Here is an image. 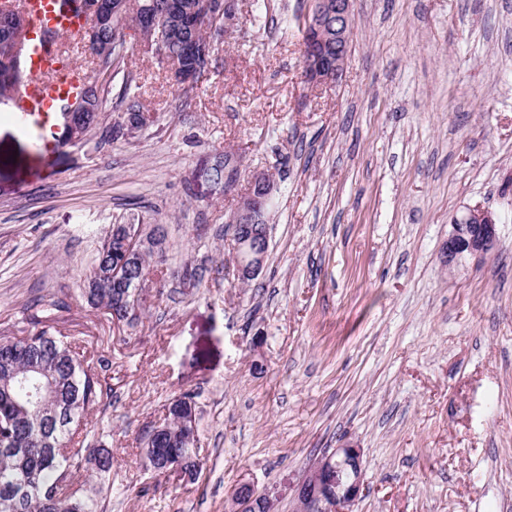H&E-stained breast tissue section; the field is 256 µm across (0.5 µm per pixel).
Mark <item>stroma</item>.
<instances>
[{
  "label": "stroma",
  "mask_w": 512,
  "mask_h": 512,
  "mask_svg": "<svg viewBox=\"0 0 512 512\" xmlns=\"http://www.w3.org/2000/svg\"><path fill=\"white\" fill-rule=\"evenodd\" d=\"M308 0H239L229 42L184 92L141 36L102 84L99 124L59 144L0 97V341L36 332L33 301L109 361L81 432L113 456L104 512H234L233 493L363 453L355 512H512V0H355L345 73L303 77ZM149 124L109 142L126 110ZM232 189L212 180L218 156ZM277 186L261 274L235 275L227 225L253 173ZM499 218L490 254L447 266L464 207ZM117 224H164V270L134 324L82 288ZM221 266L199 288L185 265ZM195 397L191 480L146 471L141 440Z\"/></svg>",
  "instance_id": "1"
}]
</instances>
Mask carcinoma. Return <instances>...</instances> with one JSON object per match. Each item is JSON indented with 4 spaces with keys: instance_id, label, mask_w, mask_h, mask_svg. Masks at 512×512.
<instances>
[{
    "instance_id": "obj_1",
    "label": "carcinoma",
    "mask_w": 512,
    "mask_h": 512,
    "mask_svg": "<svg viewBox=\"0 0 512 512\" xmlns=\"http://www.w3.org/2000/svg\"><path fill=\"white\" fill-rule=\"evenodd\" d=\"M153 11L185 35L210 49L220 41L211 32L191 26L183 10L189 0H142ZM136 27L145 32L139 16L116 18L103 27L100 39L112 46V56L129 50L124 30ZM162 58L183 62L181 41L169 38L159 53ZM26 77L22 55L0 67V95L12 94ZM122 245L110 235L98 249L90 270L88 294L91 304L107 309L120 322L136 319L142 289L128 288L124 303L112 295V277L120 274ZM224 268L187 266L180 283L197 288L208 279H218ZM37 332L19 342H11L0 354V512H103L100 497L112 489V452L89 440L81 448H70L73 427L84 412L99 403L111 387L102 376L105 360L87 357L76 343L63 339L54 326L56 315L65 309L62 301L34 303ZM65 415V422L52 421L45 409ZM193 396L185 394L170 402L162 424L148 432L145 457L155 466L153 449L175 455L189 476L200 473L204 460L193 448L194 438L185 422L195 413ZM91 471L95 488H76L72 473Z\"/></svg>"
}]
</instances>
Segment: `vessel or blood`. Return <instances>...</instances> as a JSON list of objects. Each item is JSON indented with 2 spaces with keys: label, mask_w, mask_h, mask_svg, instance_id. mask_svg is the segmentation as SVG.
Listing matches in <instances>:
<instances>
[{
  "label": "vessel or blood",
  "mask_w": 512,
  "mask_h": 512,
  "mask_svg": "<svg viewBox=\"0 0 512 512\" xmlns=\"http://www.w3.org/2000/svg\"><path fill=\"white\" fill-rule=\"evenodd\" d=\"M29 35L24 67L26 78L16 87L14 117L24 128L48 131L57 126L66 104L79 99L84 77L75 69H61L59 35H80L85 15L62 6L61 0H27Z\"/></svg>",
  "instance_id": "b4317fda"
}]
</instances>
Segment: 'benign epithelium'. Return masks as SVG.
<instances>
[{
  "mask_svg": "<svg viewBox=\"0 0 512 512\" xmlns=\"http://www.w3.org/2000/svg\"><path fill=\"white\" fill-rule=\"evenodd\" d=\"M304 27V78L312 85H329L342 78L348 44L354 20V0H309ZM137 9L133 0H91L89 11L94 19L104 16H124ZM238 0H200L186 7L197 24L213 31L228 23L235 25ZM0 25L9 32H19L26 26L23 15L7 8L0 9ZM276 190L268 175L253 177L249 190L240 196L232 216L234 224H267L270 204ZM119 236L127 248L126 260L135 268L137 257L161 248L160 238L143 225H119ZM497 247V220L494 213L479 207H467L451 224L444 245V257L453 266L465 256H483ZM269 249V237L255 238L244 234L234 238L236 272L242 281L261 273ZM292 492V512H354L364 488L361 449L342 445L324 454L313 464L309 473L298 482H287ZM279 499L277 489L258 493L245 482L234 492L238 505L235 512H257L263 508L274 512Z\"/></svg>",
  "mask_w": 512,
  "mask_h": 512,
  "instance_id": "7a95c632",
  "label": "benign epithelium"
}]
</instances>
